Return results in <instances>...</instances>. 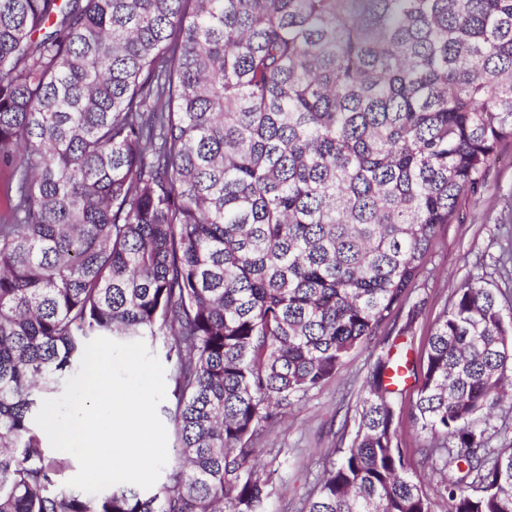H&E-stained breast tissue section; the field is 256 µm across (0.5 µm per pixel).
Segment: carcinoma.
I'll return each mask as SVG.
<instances>
[{
	"mask_svg": "<svg viewBox=\"0 0 512 512\" xmlns=\"http://www.w3.org/2000/svg\"><path fill=\"white\" fill-rule=\"evenodd\" d=\"M512 139V0H0V512H268L256 443L384 332ZM478 278L377 355L303 512H512V311ZM161 341L165 482L69 489L34 418ZM409 417L439 475L415 481ZM145 344L147 345L150 353L152 355H155L164 367V379H165V387H166L165 398L163 401H161L159 403V405L157 407V413L167 431L168 459H167L166 464L163 466V468L160 472L158 480L151 488H149V489H152V488L159 486L160 484H162L164 482L165 475H166L165 467L173 459L174 454H175L174 448H173L174 440H173L172 424H171L170 420L168 419L167 415L163 411L164 407H172L174 405L175 398L173 396L174 381L172 379V374H171V365L166 360V356H165L166 348L163 346L161 341L154 343L153 345L150 342H145ZM410 387L406 392V396L403 402V412L400 414L399 420V434L403 439V448H408L409 456L413 459L415 466L413 467V476L415 481L420 482L426 488H433L437 481L439 480V476L432 472V470L421 464L420 461V453H419V435L414 429L410 418H409V410L411 404L416 399V390L413 387V380L409 381ZM502 422H506L511 428L506 432L500 430ZM486 427V437H490L488 447L500 448L512 441V400H507L501 410L495 412L494 416L490 418Z\"/></svg>",
	"mask_w": 512,
	"mask_h": 512,
	"instance_id": "1",
	"label": "carcinoma"
}]
</instances>
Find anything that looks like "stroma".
<instances>
[{"mask_svg": "<svg viewBox=\"0 0 512 512\" xmlns=\"http://www.w3.org/2000/svg\"><path fill=\"white\" fill-rule=\"evenodd\" d=\"M457 214L438 231L426 267L410 290L409 300L420 303V314L411 321L407 309H400L385 328L393 336L400 327L409 326V356L416 360L455 287L469 277L493 286L503 283L497 258L512 232V140L498 146L483 181L459 199ZM372 362L369 350L353 352L336 378L295 403L281 425L259 443L261 467L276 471L271 512H301L333 449L347 446Z\"/></svg>", "mask_w": 512, "mask_h": 512, "instance_id": "35a3bbf8", "label": "stroma"}]
</instances>
